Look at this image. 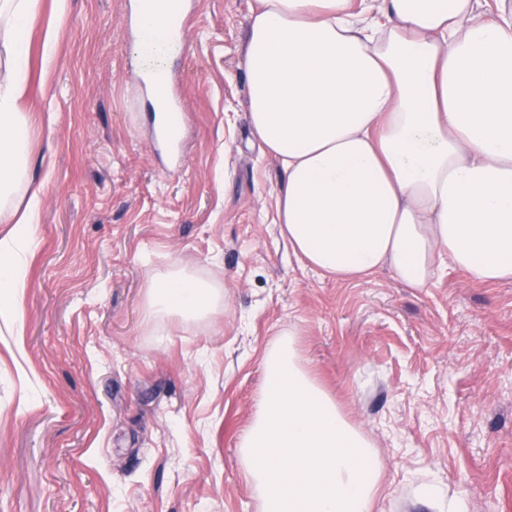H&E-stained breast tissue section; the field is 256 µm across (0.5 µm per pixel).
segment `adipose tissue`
I'll return each instance as SVG.
<instances>
[{
    "instance_id": "ef3b65f1",
    "label": "adipose tissue",
    "mask_w": 512,
    "mask_h": 512,
    "mask_svg": "<svg viewBox=\"0 0 512 512\" xmlns=\"http://www.w3.org/2000/svg\"><path fill=\"white\" fill-rule=\"evenodd\" d=\"M0 0V314L23 321L40 200L17 202L30 145L31 24ZM248 119L286 173L277 222L292 252L342 279L385 268L423 288L454 267L512 279V10L480 0H254ZM153 319L200 320L218 289L172 267L146 288ZM237 446L262 512H372V445L283 334L263 359Z\"/></svg>"
}]
</instances>
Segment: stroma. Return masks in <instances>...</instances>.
I'll list each match as a JSON object with an SVG mask.
<instances>
[{"mask_svg": "<svg viewBox=\"0 0 512 512\" xmlns=\"http://www.w3.org/2000/svg\"><path fill=\"white\" fill-rule=\"evenodd\" d=\"M139 2L66 0L59 19L40 0L33 22L39 246L21 327L0 319V512H261L237 442L286 330L375 446L373 512H433L427 483L512 512V280L302 266L275 222L284 171L246 119L253 0L186 2L162 62L179 161L139 81ZM174 264L223 289L209 318L147 319V280Z\"/></svg>", "mask_w": 512, "mask_h": 512, "instance_id": "35a3bbf8", "label": "stroma"}]
</instances>
